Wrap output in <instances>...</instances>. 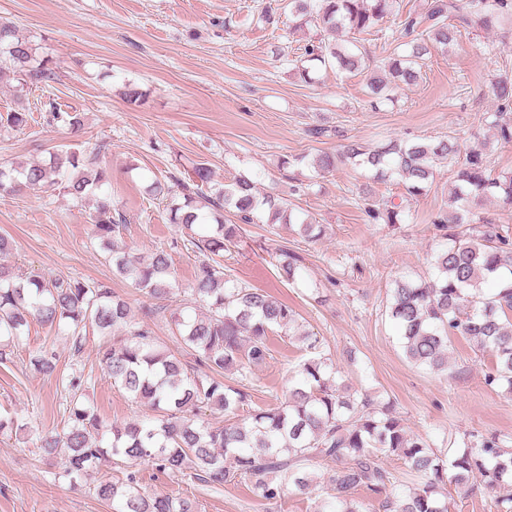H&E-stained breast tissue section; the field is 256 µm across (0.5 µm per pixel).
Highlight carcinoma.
Wrapping results in <instances>:
<instances>
[{
    "instance_id": "cac0c4a2",
    "label": "carcinoma",
    "mask_w": 512,
    "mask_h": 512,
    "mask_svg": "<svg viewBox=\"0 0 512 512\" xmlns=\"http://www.w3.org/2000/svg\"><path fill=\"white\" fill-rule=\"evenodd\" d=\"M302 24L323 37L307 44L305 61L297 68L301 81L311 83L321 68L359 74L366 68L357 36L371 32L385 17L399 12V0H291ZM512 20V0H426L422 11L410 10L399 21L403 52L393 51L377 65L367 82L374 109L388 99V91L417 83L433 52L449 51L461 30L501 29ZM36 48L18 35L16 27L0 20V73L10 70L18 92L46 88L57 80L51 59L34 61ZM496 110L482 121L494 130L496 141L512 143V77H498L492 84ZM45 111L53 119L77 129V112H59L53 103ZM31 112L13 109L0 115V125L22 130L29 126ZM101 144L89 154L58 150L47 163L16 166L0 163V194L23 189L38 191L55 187L79 205L92 197L94 238L110 257L113 271L151 299L168 300L175 294L169 255L161 250L144 261L116 245L125 215L112 205L108 191L110 171L101 166ZM372 172L380 180L403 185L411 197L426 193L435 177L434 163L448 162L454 185L448 209L436 224L448 232V245L434 261L435 278L417 282L394 281L388 314L397 325L405 356L433 372L448 369V341L460 335L478 350L494 358L485 375L486 384L512 394V237L488 220H475L471 204L495 199L512 208V174L492 175L479 150L461 152L457 141L391 142L377 150L351 142L341 155L323 153L314 168L322 173L336 169L341 159ZM212 172L195 163L188 178L173 194L156 181L150 192L167 200L169 221L190 231L187 245L204 256L187 288L201 311L189 316L181 309L169 313L170 330L196 353L216 375L191 377L181 360L162 348L153 325L162 308L142 307L141 317L132 315L128 303L99 281L57 277L48 281L22 278L0 264V337L19 335L36 320L71 337L74 352L83 345V330L91 325L103 336H114L112 345L100 350V362L112 385L133 402L147 405L158 416L133 420L108 431L84 401L88 380L73 376L66 382L70 407L66 431L40 437L43 451L52 455L64 449L63 475H82L109 457L148 461L158 469L190 476L207 485L243 482L254 495L274 504L288 489H319L313 512H448V484L465 493L475 491L482 478V492L492 512H512V448L493 435L464 442L448 455L411 434L393 405L377 404L364 393L339 385L330 358L312 357L298 370L299 379L282 389L283 399L253 408L251 395L224 383L222 372L234 370L245 376L251 365L273 359L269 334L289 330L295 311L267 291L242 286L225 273L221 258L237 241L240 226L224 222L230 207L244 224L266 219L268 224L298 225L309 239L319 237L323 226L301 219L283 198L263 195L255 183L239 177L228 185L209 188ZM207 210L214 224L205 233L194 231L200 212ZM365 213L372 224H398L404 211L398 205L384 210L368 203ZM277 269L282 280L295 281L297 260L280 251ZM498 284L486 296L482 285ZM58 358L51 349L32 356L34 368L51 376ZM203 408L220 409L227 416L222 427L199 419ZM395 457L405 469L385 465ZM321 460L336 468L319 481L314 469ZM100 499L112 503L113 512H196L189 498L148 497L140 492L136 478L105 482L96 489Z\"/></svg>"
}]
</instances>
